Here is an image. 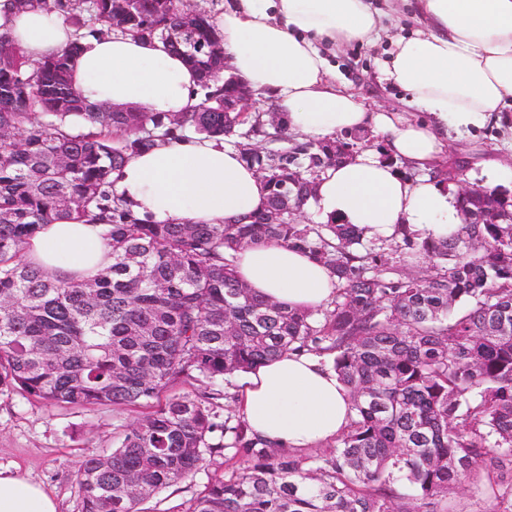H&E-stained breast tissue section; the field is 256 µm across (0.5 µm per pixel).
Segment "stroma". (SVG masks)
<instances>
[{
  "label": "stroma",
  "instance_id": "stroma-1",
  "mask_svg": "<svg viewBox=\"0 0 512 512\" xmlns=\"http://www.w3.org/2000/svg\"><path fill=\"white\" fill-rule=\"evenodd\" d=\"M382 56V45L352 43L338 49L333 60L337 79L359 91L373 112L400 107L405 96L401 89L378 83L376 68ZM511 138L512 110L474 137L449 136L448 150L468 158L471 181L482 184L486 181L483 161L495 145ZM142 414L139 408L109 406L67 410L17 393L0 395V466L43 486L52 495L57 512H78L79 461L109 449L115 429L132 424ZM214 471V466H206L193 479L165 489L149 501L150 512H185L189 499Z\"/></svg>",
  "mask_w": 512,
  "mask_h": 512
}]
</instances>
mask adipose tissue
Segmentation results:
<instances>
[{
	"mask_svg": "<svg viewBox=\"0 0 512 512\" xmlns=\"http://www.w3.org/2000/svg\"><path fill=\"white\" fill-rule=\"evenodd\" d=\"M414 29L393 37L379 81L407 92L419 118L369 112L338 82L332 51L374 44L393 18ZM229 73L270 99L290 133L317 142L337 132L383 136L392 157L422 169L404 178L370 150L330 168L312 204L321 222L390 236L395 227L442 239L462 222L454 192L426 177L440 164L449 131L468 133L512 107V0H229L218 19ZM0 35L40 61L67 50L73 29L54 10L0 0ZM70 81L87 104L179 113L203 98L197 72L168 46L121 33L83 39ZM113 189L140 218L159 224H225L260 212L262 179L224 142L185 136L136 152L111 175ZM28 261L79 279L112 263L101 224H49L29 240ZM237 275L258 294L314 310L335 294V277L295 249L267 244L238 254ZM242 411L251 433L285 448L338 438L351 399L334 370L310 354L288 355L248 373ZM0 512H57L37 484L0 468Z\"/></svg>",
	"mask_w": 512,
	"mask_h": 512,
	"instance_id": "1",
	"label": "adipose tissue"
}]
</instances>
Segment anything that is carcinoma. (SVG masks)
I'll return each instance as SVG.
<instances>
[{
    "instance_id": "1",
    "label": "carcinoma",
    "mask_w": 512,
    "mask_h": 512,
    "mask_svg": "<svg viewBox=\"0 0 512 512\" xmlns=\"http://www.w3.org/2000/svg\"><path fill=\"white\" fill-rule=\"evenodd\" d=\"M83 38L157 39L182 53L205 90L188 112H91L69 81L80 45L39 62L0 36V394L48 404L146 408L112 449L79 462L80 512L139 505L222 457L186 512H448V494L482 485V512H512V198L470 182L452 155L433 178L471 194L462 224L435 240L399 227L303 223L308 186L374 135L300 142L250 112L224 120V56L206 12L183 24L179 0H57ZM222 138L261 175L267 205L248 224H152L120 204L111 174L169 137ZM282 146L268 149L264 142ZM107 226L112 265L91 280L29 264L47 224ZM257 243L309 253L337 278L328 308H288L239 280ZM330 357L352 415L328 447L304 454L218 412L224 384L294 353ZM199 395L159 403L171 383Z\"/></svg>"
}]
</instances>
